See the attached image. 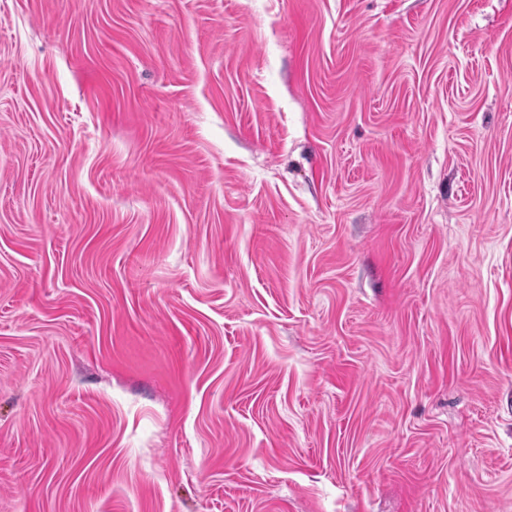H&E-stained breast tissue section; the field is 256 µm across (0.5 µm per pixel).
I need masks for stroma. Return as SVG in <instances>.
Here are the masks:
<instances>
[{"instance_id":"1","label":"stroma","mask_w":512,"mask_h":512,"mask_svg":"<svg viewBox=\"0 0 512 512\" xmlns=\"http://www.w3.org/2000/svg\"><path fill=\"white\" fill-rule=\"evenodd\" d=\"M0 512H512V0H0Z\"/></svg>"}]
</instances>
